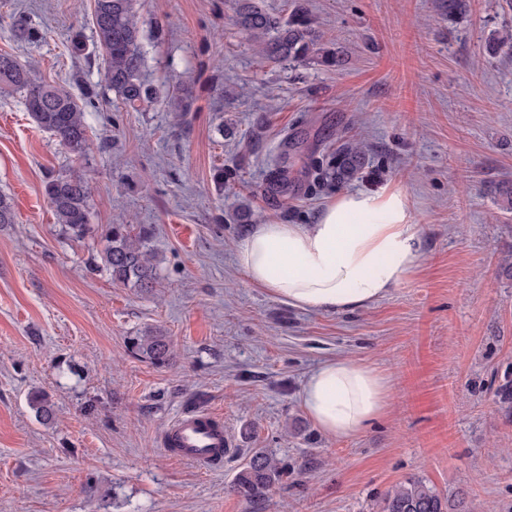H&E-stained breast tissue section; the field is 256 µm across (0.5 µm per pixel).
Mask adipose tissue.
Masks as SVG:
<instances>
[{"label":"adipose tissue","instance_id":"adipose-tissue-1","mask_svg":"<svg viewBox=\"0 0 512 512\" xmlns=\"http://www.w3.org/2000/svg\"><path fill=\"white\" fill-rule=\"evenodd\" d=\"M422 229L398 188L339 191L310 224H258L235 261L252 285L309 312H345L384 298L424 256ZM390 379L342 357L323 362L304 380L301 405L324 434L348 439L384 415Z\"/></svg>","mask_w":512,"mask_h":512}]
</instances>
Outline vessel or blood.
I'll list each match as a JSON object with an SVG mask.
<instances>
[{
	"label": "vessel or blood",
	"mask_w": 512,
	"mask_h": 512,
	"mask_svg": "<svg viewBox=\"0 0 512 512\" xmlns=\"http://www.w3.org/2000/svg\"><path fill=\"white\" fill-rule=\"evenodd\" d=\"M227 445L223 420L205 411L178 416L171 422L164 438V447L170 455L200 466L222 458Z\"/></svg>",
	"instance_id": "obj_1"
}]
</instances>
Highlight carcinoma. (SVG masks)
Returning a JSON list of instances; mask_svg holds the SVG:
<instances>
[{"instance_id":"obj_1","label":"carcinoma","mask_w":512,"mask_h":512,"mask_svg":"<svg viewBox=\"0 0 512 512\" xmlns=\"http://www.w3.org/2000/svg\"><path fill=\"white\" fill-rule=\"evenodd\" d=\"M138 0H94L92 24L105 61L106 82L126 106L135 108L157 92L142 78L144 51L137 22ZM237 24L260 46L261 61L303 64L317 61L335 66L339 57L325 47L306 10L294 9L286 18L263 10L256 0H238ZM16 35L33 38L35 29L25 14L13 17ZM23 94L24 104L36 127L54 136L77 159L85 156L88 126L85 106L69 90L35 79L33 67L11 55L0 54V88ZM168 104L187 111L193 103L189 89L177 87L167 93ZM370 162L369 150L350 140L342 141L320 164L308 165L313 181L345 185L358 178ZM45 195L57 223L74 238L90 230V187L77 171L58 173L45 183ZM107 246L101 263L94 269L106 272L116 285L149 291L157 280L155 255L148 248L151 230L138 224H109L104 230ZM130 347L158 364L170 358L166 336L148 331L131 338ZM29 404L36 417L50 421L54 405L46 394L34 391ZM286 468L264 448H255L239 468L233 492L246 501L267 496L281 481ZM380 512H463V501L451 500L420 478H410L393 485L384 495Z\"/></svg>"}]
</instances>
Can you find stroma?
Masks as SVG:
<instances>
[{"label": "stroma", "instance_id": "1", "mask_svg": "<svg viewBox=\"0 0 512 512\" xmlns=\"http://www.w3.org/2000/svg\"><path fill=\"white\" fill-rule=\"evenodd\" d=\"M302 2L342 66L259 65L236 0H141L144 79L190 80L191 111L162 100L126 108L95 48L93 0H0V53L44 82L97 93L86 158L37 129L19 93L0 92V512H379L419 477L468 512H512V0ZM24 10L36 39L15 37ZM87 46L74 54L71 38ZM366 143L353 188H401L422 224L425 261L371 306L306 312L250 284L235 264L252 225L308 224L335 195L305 176L340 135ZM294 187L270 193L277 167ZM233 169L232 187L217 183ZM80 170L96 231L66 237L44 191ZM248 205L247 221L233 218ZM148 224L159 285L112 284L90 263L108 224ZM168 336L158 365L131 351ZM350 357L393 380L389 410L361 435L322 433L300 403L305 377ZM55 406L41 423L31 391ZM224 420L231 451L200 468L162 436L183 413ZM287 473L249 502L230 484L250 449ZM130 347L137 353L147 356L154 363L165 364L170 358V343L167 336L148 331L131 338Z\"/></svg>", "mask_w": 512, "mask_h": 512}]
</instances>
